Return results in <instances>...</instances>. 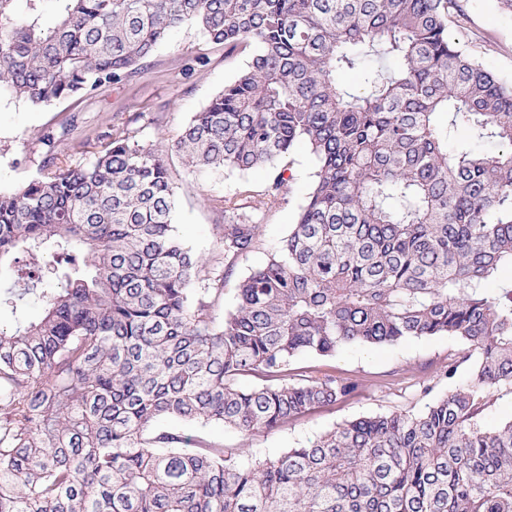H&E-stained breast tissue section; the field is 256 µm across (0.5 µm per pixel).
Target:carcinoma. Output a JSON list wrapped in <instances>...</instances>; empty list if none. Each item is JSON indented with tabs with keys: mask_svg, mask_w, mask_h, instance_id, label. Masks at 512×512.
<instances>
[{
	"mask_svg": "<svg viewBox=\"0 0 512 512\" xmlns=\"http://www.w3.org/2000/svg\"><path fill=\"white\" fill-rule=\"evenodd\" d=\"M0 0V92L32 105L90 95L190 25L257 52L173 148L188 166L268 168L257 204L222 200L224 266L175 234L161 149L112 132L0 191V266L42 314L0 323V512H512V421L482 426L512 385V85L448 34L457 0ZM361 68L349 91L341 70ZM448 114V123L437 120ZM468 125L477 142L453 143ZM317 170L279 250L216 322L209 295L256 247L298 145ZM447 334L467 377L420 414L345 421L243 463L167 420L272 432L356 391L288 372L300 353ZM244 376L262 384L239 387Z\"/></svg>",
	"mask_w": 512,
	"mask_h": 512,
	"instance_id": "carcinoma-1",
	"label": "carcinoma"
}]
</instances>
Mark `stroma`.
I'll return each mask as SVG.
<instances>
[{
    "mask_svg": "<svg viewBox=\"0 0 512 512\" xmlns=\"http://www.w3.org/2000/svg\"><path fill=\"white\" fill-rule=\"evenodd\" d=\"M464 18L450 33L475 53L479 61L504 83L512 85V12L499 0H461ZM253 56L252 50L225 56L223 47L209 44L191 26L173 32L138 73L121 83L101 86L82 99H61L35 106L8 95L0 96V190L7 192L41 174L44 148L41 136L71 127L70 142L58 148L59 163L66 166L84 158L78 144L112 130L113 119L137 112L145 120L129 126L136 139L164 152L172 176L177 234L199 256L204 267L223 261L217 249L219 225L224 221L220 201L263 194L270 178L259 169L245 174L222 170H197L187 166L170 145L195 112L232 80ZM294 178L281 200L258 215L261 232L256 248L238 257L223 292L211 296V312L223 319L236 303V286L251 270L274 253L288 232L310 187L315 159L306 148L291 157ZM463 348L453 336L406 338L382 346H351L335 355H297L290 364L294 374L314 371L357 382L358 389L336 405L289 422L270 433L243 435L220 425L182 424L185 435L217 447L238 448L242 461L274 457L361 416L391 412L421 413L434 398L455 388L443 375L450 356Z\"/></svg>",
    "mask_w": 512,
    "mask_h": 512,
    "instance_id": "obj_1",
    "label": "stroma"
}]
</instances>
